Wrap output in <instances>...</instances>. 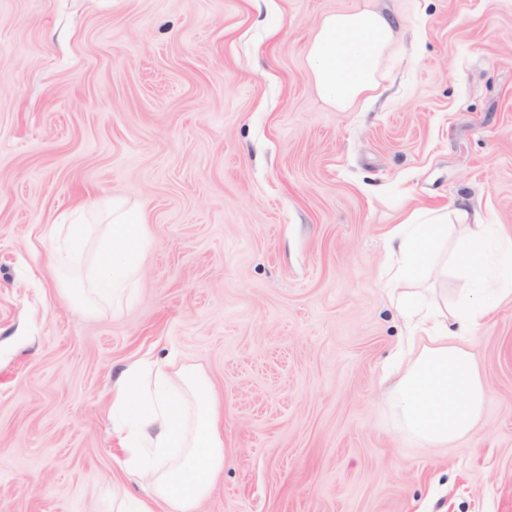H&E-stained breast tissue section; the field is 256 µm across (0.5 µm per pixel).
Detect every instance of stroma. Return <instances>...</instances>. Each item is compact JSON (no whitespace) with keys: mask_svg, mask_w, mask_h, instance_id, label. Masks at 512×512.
Returning a JSON list of instances; mask_svg holds the SVG:
<instances>
[{"mask_svg":"<svg viewBox=\"0 0 512 512\" xmlns=\"http://www.w3.org/2000/svg\"><path fill=\"white\" fill-rule=\"evenodd\" d=\"M362 8L397 39L340 111L307 51ZM113 197L150 248L129 304L88 311L46 231ZM417 206L512 235V0H0V512L141 493L111 408L143 355L224 413L200 512H512V301L463 336L473 436L415 442L381 382L407 336L386 241Z\"/></svg>","mask_w":512,"mask_h":512,"instance_id":"35a3bbf8","label":"stroma"}]
</instances>
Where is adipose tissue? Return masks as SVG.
Segmentation results:
<instances>
[{"mask_svg": "<svg viewBox=\"0 0 512 512\" xmlns=\"http://www.w3.org/2000/svg\"><path fill=\"white\" fill-rule=\"evenodd\" d=\"M396 28L380 12L363 9L324 16L308 49V62L324 100L349 109L376 82L381 60ZM111 220L97 231L87 211L70 212L52 225L51 258L79 273L86 285L70 300L89 310L122 306L133 292L149 246L141 210L118 199ZM461 222L452 262L466 284L454 305L426 296L415 284L426 278L433 257L448 239V226ZM388 250L398 264L388 270L391 297L412 324L391 403L407 433L419 443L445 446L473 435L488 390L472 353L457 343L454 324L475 327L496 306L512 301V236L492 237L489 225L469 223L465 210H416L392 229ZM222 412L206 378L191 368L171 372L167 364L137 360L112 385V433L124 454L125 472L145 485L143 495L113 494V512H199L224 470Z\"/></svg>", "mask_w": 512, "mask_h": 512, "instance_id": "1", "label": "adipose tissue"}]
</instances>
